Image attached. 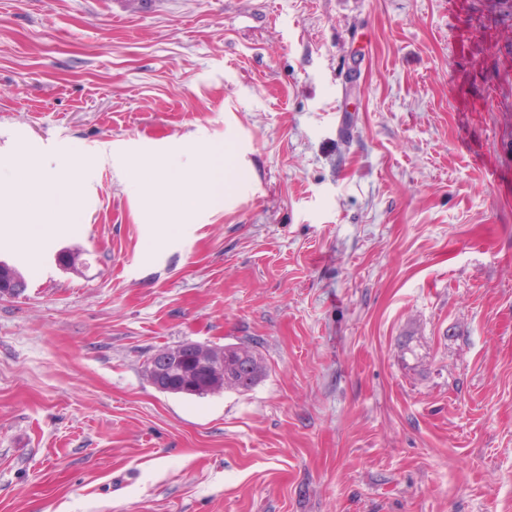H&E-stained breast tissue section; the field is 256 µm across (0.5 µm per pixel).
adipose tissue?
Listing matches in <instances>:
<instances>
[{"label": "adipose tissue", "mask_w": 512, "mask_h": 512, "mask_svg": "<svg viewBox=\"0 0 512 512\" xmlns=\"http://www.w3.org/2000/svg\"><path fill=\"white\" fill-rule=\"evenodd\" d=\"M186 150V145L177 144L162 157L131 161L123 171L128 184L160 203L166 224H185L223 209L235 188L231 174L238 165V152L232 142L204 141L196 164L183 162ZM86 198L84 175L77 167L45 171L22 146L0 156L1 224H66Z\"/></svg>", "instance_id": "1"}]
</instances>
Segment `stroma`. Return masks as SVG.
<instances>
[{"label":"stroma","instance_id":"obj_1","mask_svg":"<svg viewBox=\"0 0 512 512\" xmlns=\"http://www.w3.org/2000/svg\"><path fill=\"white\" fill-rule=\"evenodd\" d=\"M196 138L235 193L158 223L119 167ZM20 144L91 192L0 224V512H512V0H0ZM185 341L266 374L157 391ZM10 293V297L20 296L26 291L27 285L22 273L6 262H0V291ZM15 292V293H13ZM171 351L158 350L152 353L149 357L148 363L150 368L156 371V374L151 381V385L160 392L168 391L169 384L168 373L172 372L179 363V358L173 359ZM231 362L233 371L226 379L225 374L228 372L225 362ZM171 363L170 369H159L158 364ZM193 360L185 362L183 367L184 371H188L189 380L182 376L175 375L171 378V384L177 388L182 387L184 384H191V391L189 393L176 392L174 394H183L187 396L203 397L209 394L219 393L224 388L234 389L239 392H246L252 389L258 381L265 374V366L262 358L260 357L255 347L245 344H228L224 345V349L219 352L215 359L200 358L198 368L207 375L208 378L213 380H224V382L215 384L210 381L206 376L194 372Z\"/></svg>","mask_w":512,"mask_h":512}]
</instances>
